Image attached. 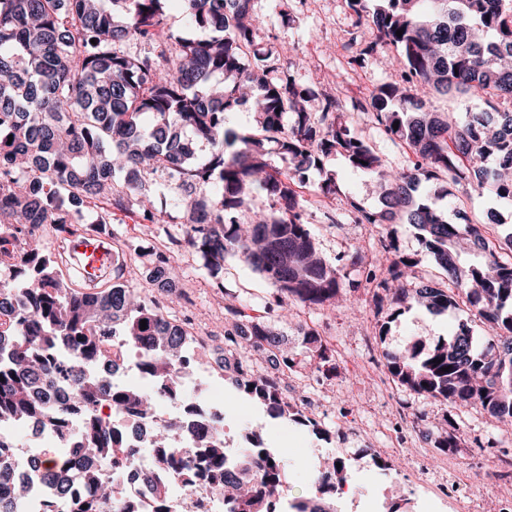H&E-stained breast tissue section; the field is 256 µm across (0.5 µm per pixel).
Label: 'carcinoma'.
Segmentation results:
<instances>
[{"label":"carcinoma","mask_w":512,"mask_h":512,"mask_svg":"<svg viewBox=\"0 0 512 512\" xmlns=\"http://www.w3.org/2000/svg\"><path fill=\"white\" fill-rule=\"evenodd\" d=\"M167 2L0 0V256L19 268L10 279L0 266V423L30 419L63 427L64 409L35 392L59 383L69 386L73 410L110 403L145 417L179 396L193 317L170 321L160 298L174 292L172 252L184 250L213 278L231 255L276 287V303L259 316L224 304V344L243 355L265 354L278 375L247 367L230 380L270 417L306 424L281 388L279 376L299 361L278 323L288 317V296L328 307L347 300L340 269L319 253L294 190L336 152L378 178L384 213L418 231L453 288L393 287L415 266L405 258L384 271L366 268V282L398 310H455L456 288L498 336L481 348L462 323L429 346L418 339L403 351H384L388 371L418 394L478 403L496 420L512 422V258L491 250L481 227L448 223L441 205L448 191L429 189L443 175L512 203V181L502 175L512 170V109L499 107L501 99L512 101V0H385L366 18L376 39L364 55L373 59L380 48L394 49L393 61L404 65L403 80L414 88L408 94L384 84L369 103L385 133L410 149L403 171L386 167L362 141L336 111L335 97H324L315 114L304 107L315 97L309 89L269 78L271 51L255 43L252 0H178L187 26L210 36L175 44L160 38ZM219 82L224 93L217 95ZM453 92L482 107H468L457 118L428 108L430 96ZM247 108L254 114L250 132L233 124L235 111ZM290 112L295 120L288 125ZM271 145L288 160V171L271 165ZM118 172L125 178L117 187ZM156 175L174 185V205L185 210L188 224L169 236L171 247L148 254L146 286L126 283L123 260L112 266L106 287L90 293L72 287L59 271L71 237L96 227L117 238L108 228L112 209H126L132 197L142 220L163 223V210L146 190ZM260 194L269 210L250 220L245 233L231 213ZM108 336L124 337L142 355L157 392L118 387L94 373L95 364L106 361ZM300 346L317 371H336L319 333L305 332ZM57 351L68 353L66 363L50 358ZM184 428L175 418L155 431L157 464L142 473L144 480L171 470L189 483L203 462L225 512H272L285 496V464L260 434L244 436L228 476L224 427H198L197 452L175 457L169 450ZM77 440L90 459L109 461L120 447L112 427L93 418ZM44 463L45 477L68 497L60 465L51 458ZM84 479L85 494L70 500V512H98L113 497L96 468L86 469ZM347 479L346 464L323 466L314 481L317 496L290 508L335 512L328 499Z\"/></svg>","instance_id":"cac0c4a2"}]
</instances>
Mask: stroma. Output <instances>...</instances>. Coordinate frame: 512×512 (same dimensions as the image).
I'll list each match as a JSON object with an SVG mask.
<instances>
[{
	"label": "stroma",
	"instance_id": "35a3bbf8",
	"mask_svg": "<svg viewBox=\"0 0 512 512\" xmlns=\"http://www.w3.org/2000/svg\"><path fill=\"white\" fill-rule=\"evenodd\" d=\"M252 5L262 19L255 41L272 51V78L291 79L314 92L332 93L347 120L388 164L407 166L410 151L399 139L381 131L368 107L370 94L382 84L399 81L400 72L364 58L363 50L373 36L357 25L348 0H252ZM325 170L336 178L335 194L323 195L318 189L322 176L312 173L297 191L302 215L322 256L338 265L345 281L356 289L347 304L333 309L290 306L280 329L292 348L305 329H316L336 353L335 375L323 376L305 361L282 382L289 399L311 405L314 424L330 429L332 439H321L311 426L270 418L206 367H199L197 374L205 391L221 390L230 440L240 439L244 430H257L288 460L290 496L311 492L323 458L333 455L346 461L351 487L350 492L337 493V512H390L394 506L399 512H454L453 503L440 498L434 484L418 473L415 456L431 449L427 460L431 472L474 492L477 474L495 466L497 452H512V428L502 426L481 406L452 408L390 379L377 384L355 367L370 361L382 363L384 350L403 349L418 337L432 341L451 336L464 317L470 318L475 336L488 339L492 333L479 318L469 317L464 307L436 315L415 306L395 321H387L377 310L374 286L362 275L364 263L385 268L399 257H416L414 275L420 282L441 281L442 271L410 225H397L395 248L387 253L380 247L387 225L356 223L355 209L371 211L378 205L379 189L373 177L354 168L340 153L326 160ZM149 186L158 201L169 206L174 189L164 177H153ZM449 190L446 210L453 223L480 224L490 239L500 236V227L486 218L489 194L463 184L450 185ZM128 208V214H117L114 228L151 247L166 245L169 235L179 233L187 222L186 213L170 206L164 223L136 222L131 217L138 209L136 202H129ZM357 249L364 257L360 264L352 259ZM176 262L180 268L177 288L163 303L177 317L185 300H192L193 332L210 347L224 344L221 292L235 294L252 314L265 312L275 295L270 280L236 257H225L224 272L216 279L191 254H180ZM452 425L457 428L458 447H436V440Z\"/></svg>",
	"mask_w": 512,
	"mask_h": 512
}]
</instances>
